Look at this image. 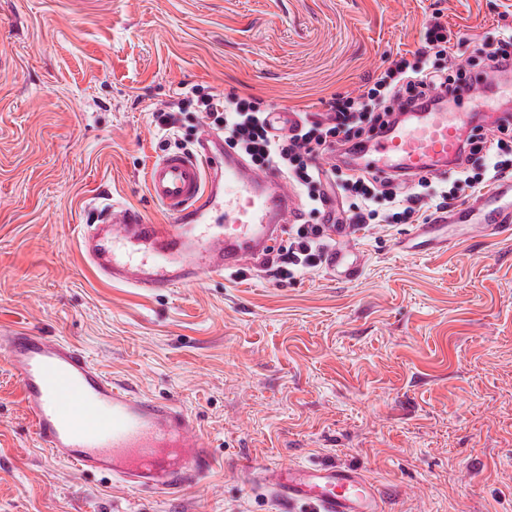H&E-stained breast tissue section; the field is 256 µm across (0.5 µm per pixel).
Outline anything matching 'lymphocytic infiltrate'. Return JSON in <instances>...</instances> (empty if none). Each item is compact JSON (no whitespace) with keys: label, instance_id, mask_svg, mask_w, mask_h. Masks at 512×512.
I'll list each match as a JSON object with an SVG mask.
<instances>
[{"label":"lymphocytic infiltrate","instance_id":"lymphocytic-infiltrate-1","mask_svg":"<svg viewBox=\"0 0 512 512\" xmlns=\"http://www.w3.org/2000/svg\"><path fill=\"white\" fill-rule=\"evenodd\" d=\"M455 42L447 26L431 21L425 28L419 49L413 57H399L366 89L355 97H338L328 112L307 115L296 122L288 134L274 132L269 114L260 99L252 96L200 93L196 106L213 129L221 131L231 148L246 155L261 171L276 168L289 182L303 191L315 223L298 225L288 250L282 253L275 269L288 278L297 269L319 267L331 245L320 225L329 203L328 186H337L348 197L350 223L366 227L379 212L378 200H385L391 219L397 224L411 223L421 210L448 209L457 199L456 188H476L503 177H512V141L498 139L499 158L482 163L480 134H472L461 149L448 174L449 188L436 185L432 176L404 178L402 190H394V175L376 176L361 170L341 172L339 164L322 166L320 157L336 147L356 148L365 136L390 124L395 112L425 110L441 96H456L458 82L447 67L430 64V57L453 58Z\"/></svg>","mask_w":512,"mask_h":512}]
</instances>
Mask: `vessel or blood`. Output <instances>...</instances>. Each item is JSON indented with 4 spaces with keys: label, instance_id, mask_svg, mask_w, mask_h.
<instances>
[{
    "label": "vessel or blood",
    "instance_id": "vessel-or-blood-1",
    "mask_svg": "<svg viewBox=\"0 0 512 512\" xmlns=\"http://www.w3.org/2000/svg\"><path fill=\"white\" fill-rule=\"evenodd\" d=\"M485 80L480 71L470 73L459 111L414 112L409 121L376 134L358 152V169L378 175L445 171L471 129L469 112ZM146 181L168 223H152L140 209L115 204L99 223L86 225L81 250L101 278L150 294L270 263L274 240L300 208L282 175L250 167L212 131L200 135L194 152L161 153ZM509 195L512 178L500 180L478 202L441 213L438 223L488 238L512 233V206L503 202ZM217 211L224 214L220 231L212 224ZM353 230L350 224L326 227L337 245L324 264L343 281L357 280L363 267L346 244ZM0 357L21 386L40 445L80 473L170 494L198 485L212 471L214 455L187 410L133 393L77 346L15 330ZM251 479L288 512H384L378 489L353 468L273 466L253 471Z\"/></svg>",
    "mask_w": 512,
    "mask_h": 512
}]
</instances>
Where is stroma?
I'll return each instance as SVG.
<instances>
[{
  "mask_svg": "<svg viewBox=\"0 0 512 512\" xmlns=\"http://www.w3.org/2000/svg\"><path fill=\"white\" fill-rule=\"evenodd\" d=\"M467 65L512 32V0H0V335L75 344L109 377L197 420L217 462L173 495L83 476L37 442L0 362V512H280L251 470L362 469L386 512H512V236L423 254L413 230L358 231L360 277L271 268L150 295L101 278L84 225L146 189L153 113L191 87L326 111L358 95L432 18Z\"/></svg>",
  "mask_w": 512,
  "mask_h": 512,
  "instance_id": "1",
  "label": "stroma"
}]
</instances>
